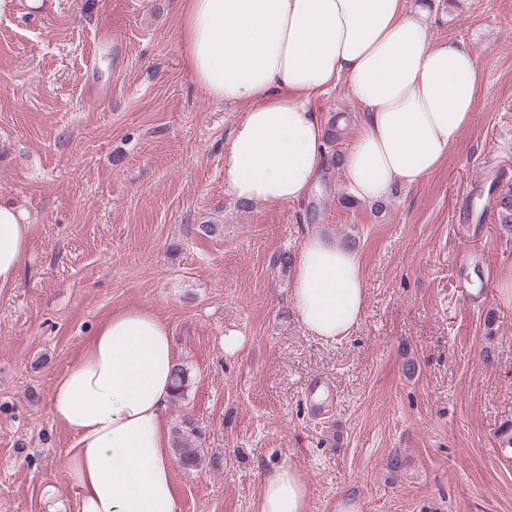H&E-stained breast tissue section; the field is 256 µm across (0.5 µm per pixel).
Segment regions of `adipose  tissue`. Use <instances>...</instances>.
<instances>
[{"label": "adipose tissue", "instance_id": "adipose-tissue-1", "mask_svg": "<svg viewBox=\"0 0 512 512\" xmlns=\"http://www.w3.org/2000/svg\"><path fill=\"white\" fill-rule=\"evenodd\" d=\"M427 9L408 0H183L181 46L194 81L246 109L224 142V182L249 202H298L327 163L311 101L346 86L362 107L342 168L351 200L375 202L430 176L468 125L481 78L459 41L431 46ZM32 227L0 201V289L16 280ZM290 297L309 336L351 334L366 305L359 252L307 237ZM176 357L167 323L114 310L57 379L50 412L75 435L72 512H181L166 419ZM256 512H309L293 467L268 473Z\"/></svg>", "mask_w": 512, "mask_h": 512}]
</instances>
